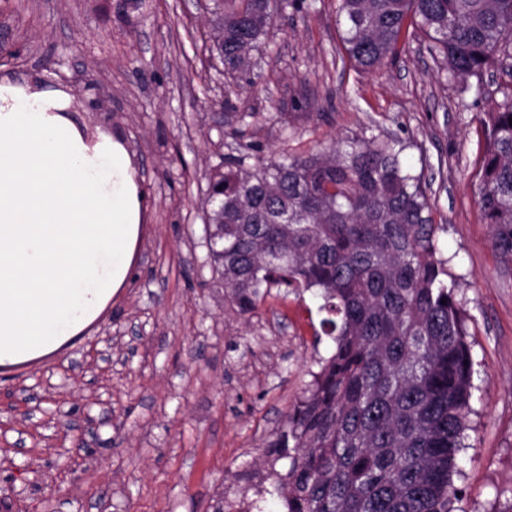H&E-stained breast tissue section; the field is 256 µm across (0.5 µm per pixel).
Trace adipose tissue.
Wrapping results in <instances>:
<instances>
[{"label": "adipose tissue", "mask_w": 512, "mask_h": 512, "mask_svg": "<svg viewBox=\"0 0 512 512\" xmlns=\"http://www.w3.org/2000/svg\"><path fill=\"white\" fill-rule=\"evenodd\" d=\"M73 98L0 83V365L80 335L130 273L142 196L129 150L85 137Z\"/></svg>", "instance_id": "obj_1"}]
</instances>
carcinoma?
<instances>
[{"mask_svg":"<svg viewBox=\"0 0 512 512\" xmlns=\"http://www.w3.org/2000/svg\"><path fill=\"white\" fill-rule=\"evenodd\" d=\"M229 67L268 37L269 0H211ZM342 42L369 71L421 37L448 79L512 71V0H339ZM512 91L476 119L486 141L478 204L512 263ZM231 157L206 224L230 303L245 314L283 288L312 293L334 350L265 448L289 460L286 512H457L474 358L465 312L419 178L394 144L351 136L307 157Z\"/></svg>","mask_w":512,"mask_h":512,"instance_id":"cac0c4a2","label":"carcinoma"}]
</instances>
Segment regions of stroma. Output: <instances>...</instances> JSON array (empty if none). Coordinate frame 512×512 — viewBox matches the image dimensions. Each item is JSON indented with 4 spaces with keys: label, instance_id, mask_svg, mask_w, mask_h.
I'll return each mask as SVG.
<instances>
[{
    "label": "stroma",
    "instance_id": "stroma-1",
    "mask_svg": "<svg viewBox=\"0 0 512 512\" xmlns=\"http://www.w3.org/2000/svg\"><path fill=\"white\" fill-rule=\"evenodd\" d=\"M336 9L288 0L240 71L217 58L204 0H0V78L73 96L84 131L121 138L145 196L130 279L97 323L28 373L0 365V504L219 512L225 487L286 473L264 444L330 342L312 295L231 305L206 243L209 175L246 144L276 159L364 135L398 143L420 177L466 311L475 391L457 507L512 512V264L477 204L475 120L512 76L449 80L417 40L357 70Z\"/></svg>",
    "mask_w": 512,
    "mask_h": 512
}]
</instances>
